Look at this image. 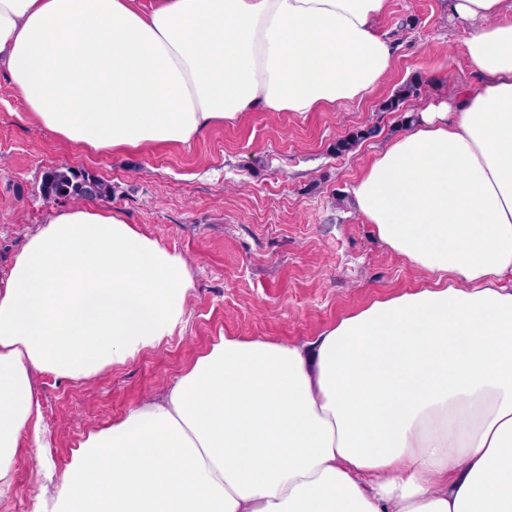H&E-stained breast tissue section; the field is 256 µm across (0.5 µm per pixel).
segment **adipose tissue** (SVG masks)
<instances>
[{"mask_svg": "<svg viewBox=\"0 0 512 512\" xmlns=\"http://www.w3.org/2000/svg\"><path fill=\"white\" fill-rule=\"evenodd\" d=\"M389 0H0V70L87 152L187 144L248 113L369 97ZM476 89L428 106L351 187L426 275L310 342L219 337L46 462L33 372L71 381L181 335L184 257L118 210L51 211L0 280V499L33 512H512V0H448ZM36 493L34 474L29 463L23 461L17 469L14 493L10 498L0 500V512H32Z\"/></svg>", "mask_w": 512, "mask_h": 512, "instance_id": "adipose-tissue-1", "label": "adipose tissue"}]
</instances>
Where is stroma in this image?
I'll return each mask as SVG.
<instances>
[{
    "mask_svg": "<svg viewBox=\"0 0 512 512\" xmlns=\"http://www.w3.org/2000/svg\"><path fill=\"white\" fill-rule=\"evenodd\" d=\"M377 29L394 55L373 96L304 115L252 112L191 143L132 155L79 151L40 128L0 72V278L51 210L44 174L69 167L107 184L103 205L181 253L195 283L184 334L135 362L80 383L34 373L46 454L58 469L88 433L160 400L219 337L311 341L423 279L384 247L350 189L370 158L408 130L400 113L380 109L400 86L419 80L418 96L405 103L417 112L474 88L462 51L469 27L450 18L448 0H389ZM366 129L370 137L337 152L338 141Z\"/></svg>",
    "mask_w": 512,
    "mask_h": 512,
    "instance_id": "obj_1",
    "label": "stroma"
}]
</instances>
